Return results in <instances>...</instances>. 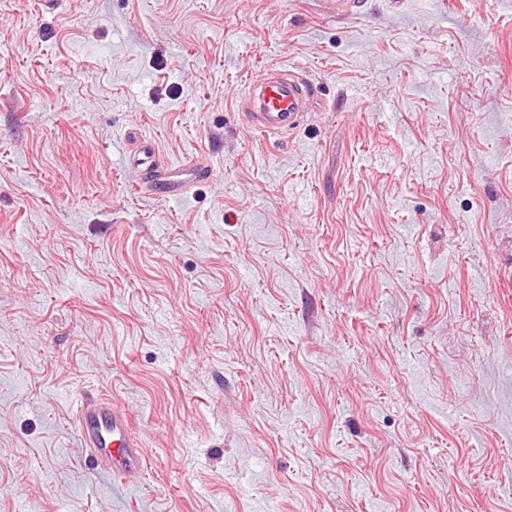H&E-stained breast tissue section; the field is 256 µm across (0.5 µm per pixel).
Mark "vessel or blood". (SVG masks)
Segmentation results:
<instances>
[{
	"label": "vessel or blood",
	"mask_w": 512,
	"mask_h": 512,
	"mask_svg": "<svg viewBox=\"0 0 512 512\" xmlns=\"http://www.w3.org/2000/svg\"><path fill=\"white\" fill-rule=\"evenodd\" d=\"M312 89L294 74H272L258 86H247L243 112L247 122L265 134L294 129L308 110ZM84 448L106 475L130 481L139 475L143 460L127 414L102 394H85L75 413Z\"/></svg>",
	"instance_id": "b4317fda"
}]
</instances>
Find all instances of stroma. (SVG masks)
<instances>
[{
	"label": "stroma",
	"instance_id": "stroma-1",
	"mask_svg": "<svg viewBox=\"0 0 512 512\" xmlns=\"http://www.w3.org/2000/svg\"><path fill=\"white\" fill-rule=\"evenodd\" d=\"M359 2L0 0V512H512V0ZM311 92L296 75L273 73L259 86L247 85L242 106L245 118L264 134L289 132L308 111ZM83 447L98 469L124 483L139 475L143 460L140 443L132 436L127 414L102 394H83L75 413Z\"/></svg>",
	"mask_w": 512,
	"mask_h": 512
}]
</instances>
